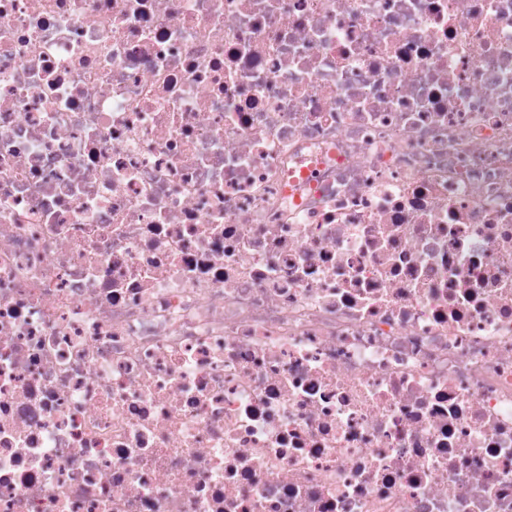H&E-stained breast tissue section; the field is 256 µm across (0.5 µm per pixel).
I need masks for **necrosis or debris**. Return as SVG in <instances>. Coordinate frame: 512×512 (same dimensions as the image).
Returning a JSON list of instances; mask_svg holds the SVG:
<instances>
[{"label": "necrosis or debris", "instance_id": "1", "mask_svg": "<svg viewBox=\"0 0 512 512\" xmlns=\"http://www.w3.org/2000/svg\"><path fill=\"white\" fill-rule=\"evenodd\" d=\"M0 512H512V0H0Z\"/></svg>", "mask_w": 512, "mask_h": 512}]
</instances>
